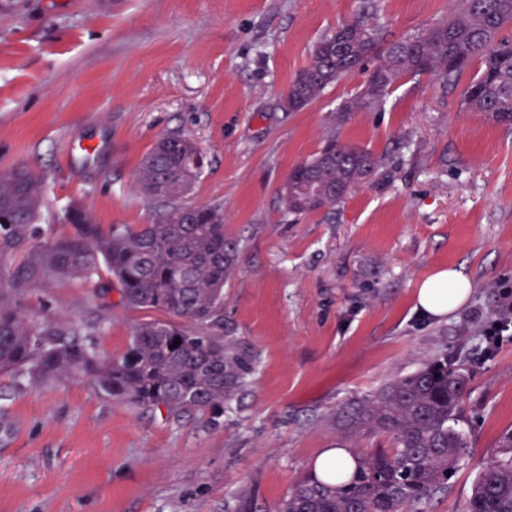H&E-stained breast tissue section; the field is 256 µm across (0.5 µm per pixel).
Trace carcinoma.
<instances>
[{
	"label": "carcinoma",
	"instance_id": "obj_1",
	"mask_svg": "<svg viewBox=\"0 0 512 512\" xmlns=\"http://www.w3.org/2000/svg\"><path fill=\"white\" fill-rule=\"evenodd\" d=\"M376 8L377 0H364L358 17L316 42L310 63L288 85L291 111L368 61L374 67L344 112L378 109L406 77L435 74L454 82L478 60L481 69L465 87L463 104L512 125V41L500 36L512 24V0H459L450 17L398 41L370 23ZM349 24L354 41L340 46L338 34ZM203 165L192 136L164 135L140 166L139 189L156 203L151 223L105 226L73 201L59 217L69 232L45 240L44 179L22 166L0 172V373L35 382L85 378L116 402L163 407L169 417L196 413L216 421L224 415L253 366L224 341V282L238 257L237 242L224 234V209L184 202ZM377 167L368 150L332 139L291 169L284 207L294 215L330 213ZM103 268L118 283L124 307L170 316L136 325L122 353L103 356L93 343L66 339L20 310L28 291L66 280L91 282ZM466 385L463 369L444 355L359 402L355 422L391 445L356 456L350 472L302 479L278 512H415L448 488L468 456V439L455 426ZM463 512H512L511 429L480 467Z\"/></svg>",
	"mask_w": 512,
	"mask_h": 512
}]
</instances>
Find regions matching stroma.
Masks as SVG:
<instances>
[{"mask_svg":"<svg viewBox=\"0 0 512 512\" xmlns=\"http://www.w3.org/2000/svg\"><path fill=\"white\" fill-rule=\"evenodd\" d=\"M363 0H0V171L45 179L42 224L81 202L96 223H149L142 159L183 132L205 165L189 198L221 204L239 239L224 285L227 339L254 362L219 423L103 397L85 379L0 375V512H277L327 449L388 440L353 405L441 355L468 376L469 440L448 491L421 512H461L482 461L512 429V335L481 336L512 283V127L467 110L440 77L397 82L381 108L346 112L362 81L328 86L300 112L285 90L325 33ZM456 0H380L387 39L418 35ZM382 166L331 215L294 217L279 192L329 138ZM454 268L468 299L436 318L422 281ZM25 314L92 333L122 353L153 312L71 280L29 292Z\"/></svg>","mask_w":512,"mask_h":512,"instance_id":"1","label":"stroma"}]
</instances>
